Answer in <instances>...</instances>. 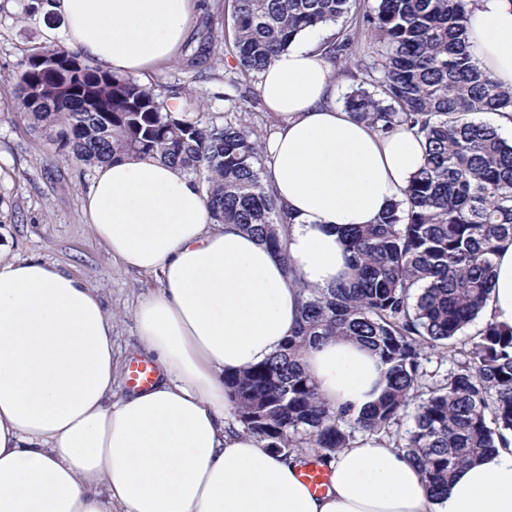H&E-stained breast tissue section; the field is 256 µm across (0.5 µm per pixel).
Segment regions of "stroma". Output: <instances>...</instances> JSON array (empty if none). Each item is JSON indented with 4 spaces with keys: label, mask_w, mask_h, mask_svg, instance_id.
<instances>
[{
    "label": "stroma",
    "mask_w": 512,
    "mask_h": 512,
    "mask_svg": "<svg viewBox=\"0 0 512 512\" xmlns=\"http://www.w3.org/2000/svg\"><path fill=\"white\" fill-rule=\"evenodd\" d=\"M45 30L43 20L20 15L17 0H0V246L6 258H38L100 289L113 316L112 341L119 362L113 392L119 396L129 391V356L138 346L133 311L158 291L160 280L113 260L83 217L92 169L54 157L42 133L15 108L13 75L27 49L46 41ZM186 55L179 50L172 62L144 77V84L169 90L192 87L205 116L223 115L229 91L224 74L234 70V58L223 56L213 70L196 79L185 66Z\"/></svg>",
    "instance_id": "35a3bbf8"
}]
</instances>
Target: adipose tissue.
<instances>
[{
	"label": "adipose tissue",
	"instance_id": "1",
	"mask_svg": "<svg viewBox=\"0 0 512 512\" xmlns=\"http://www.w3.org/2000/svg\"><path fill=\"white\" fill-rule=\"evenodd\" d=\"M198 0H59L66 42L104 70L141 75L175 58ZM316 27L264 70L258 92L278 123L266 176L290 213L280 256L215 224L204 192L156 157L99 164L83 212L129 270L161 276L134 312L152 386L113 396L112 315L99 289L39 259H0V512H512V446L461 469L433 499L387 439H357L327 461L314 493L295 459L229 424L224 377L275 354L299 320V288L336 287L346 230L401 199L425 142L382 137L336 101ZM470 50L512 86V0H476ZM485 319L512 326V244L495 257ZM323 399L358 413L384 368L358 343L309 349Z\"/></svg>",
	"mask_w": 512,
	"mask_h": 512
}]
</instances>
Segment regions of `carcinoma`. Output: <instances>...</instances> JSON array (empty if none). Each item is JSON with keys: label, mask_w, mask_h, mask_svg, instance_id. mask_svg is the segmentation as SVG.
I'll use <instances>...</instances> for the list:
<instances>
[{"label": "carcinoma", "mask_w": 512, "mask_h": 512, "mask_svg": "<svg viewBox=\"0 0 512 512\" xmlns=\"http://www.w3.org/2000/svg\"><path fill=\"white\" fill-rule=\"evenodd\" d=\"M54 0H21L28 18L50 19ZM475 0H232L231 40L212 39L188 66L200 73L230 48L229 82L258 77L302 30L341 24L327 41L333 64L360 74L344 107L381 134L405 127L426 142L425 160L375 224L349 233L351 280L328 293L307 290L300 320L282 348L224 377L231 413L267 450L325 461L379 434L405 449L438 498L452 474L512 435V328L487 321L464 330L487 303L499 248L512 243V143L476 113L512 116V86L482 70L468 45ZM16 104L58 156L86 166L156 155L204 190L213 224H235L272 248L288 270L289 213L265 181L257 101L231 100L222 120L190 116L196 91L172 109L162 91L103 71L56 44L29 49ZM375 352L385 387L358 415L321 398L302 354L332 337ZM465 361L443 378L422 369L426 349ZM421 398L413 426L399 433Z\"/></svg>", "instance_id": "cac0c4a2"}]
</instances>
